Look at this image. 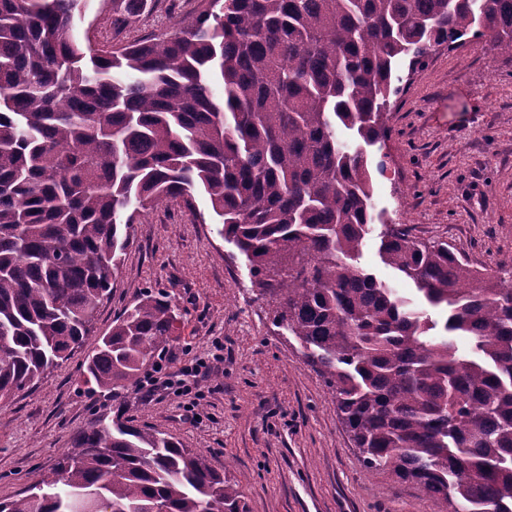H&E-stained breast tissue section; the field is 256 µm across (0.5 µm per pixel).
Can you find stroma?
Instances as JSON below:
<instances>
[{
	"label": "stroma",
	"mask_w": 512,
	"mask_h": 512,
	"mask_svg": "<svg viewBox=\"0 0 512 512\" xmlns=\"http://www.w3.org/2000/svg\"><path fill=\"white\" fill-rule=\"evenodd\" d=\"M197 0H161L131 26L112 22L110 0H86L78 33L93 46L160 36L187 22ZM389 124L385 170L373 175L372 224L356 262L377 280L417 299L380 254L386 225L402 224L421 241L443 240L472 265L512 267V57L480 40L439 48L405 82ZM208 198L192 208L163 202L138 216L130 244L98 306L94 333L145 290L177 304L182 321L166 349L171 371L221 354L199 385L202 421L182 400L131 387L98 392L84 380L94 345L86 343L51 374L0 404V499L22 493L78 432L101 417L161 430L225 471L246 512H431L414 485L366 471L336 414L323 378L295 336L275 324V305L219 233Z\"/></svg>",
	"instance_id": "35a3bbf8"
}]
</instances>
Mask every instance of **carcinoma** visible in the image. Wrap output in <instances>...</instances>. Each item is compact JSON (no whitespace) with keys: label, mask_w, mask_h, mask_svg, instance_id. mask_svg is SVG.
<instances>
[{"label":"carcinoma","mask_w":512,"mask_h":512,"mask_svg":"<svg viewBox=\"0 0 512 512\" xmlns=\"http://www.w3.org/2000/svg\"><path fill=\"white\" fill-rule=\"evenodd\" d=\"M80 2L0 0V403L89 339L141 211L201 191L278 296L362 466L417 485L434 512H512V269L481 273L388 225L383 262L446 312L436 335L355 264L399 65L484 38L512 56V0H204L169 37L109 49L83 46ZM156 6L112 0L124 22ZM179 318L145 291L95 340L87 382L137 386ZM35 485L39 499L0 512L84 497L99 512H246L202 455L120 420L81 431Z\"/></svg>","instance_id":"obj_1"}]
</instances>
